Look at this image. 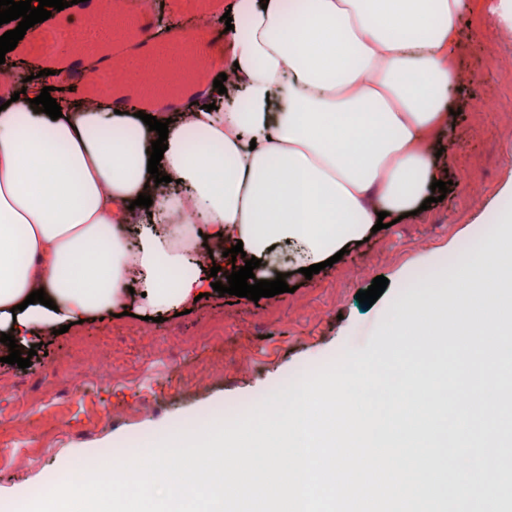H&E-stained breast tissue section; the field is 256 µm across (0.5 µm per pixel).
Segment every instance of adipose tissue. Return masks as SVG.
I'll list each match as a JSON object with an SVG mask.
<instances>
[{
  "label": "adipose tissue",
  "instance_id": "ef3b65f1",
  "mask_svg": "<svg viewBox=\"0 0 512 512\" xmlns=\"http://www.w3.org/2000/svg\"><path fill=\"white\" fill-rule=\"evenodd\" d=\"M464 0H235L238 20L213 74L189 99L182 52L143 51L152 74L124 98H96L58 119L34 112L33 82L0 87V333L17 340L124 308L176 310L210 286L201 267L242 245L254 275L324 262L362 239L379 212L417 210L440 180L436 147L448 130V90L464 46ZM168 121L161 160L147 171ZM148 193L151 207L136 206ZM494 244L418 284L388 319L390 336L464 332L471 303L485 324L512 317L502 257L512 210ZM197 267L194 275L185 274ZM44 290L53 307L26 304Z\"/></svg>",
  "mask_w": 512,
  "mask_h": 512
}]
</instances>
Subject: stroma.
Listing matches in <instances>:
<instances>
[{"mask_svg": "<svg viewBox=\"0 0 512 512\" xmlns=\"http://www.w3.org/2000/svg\"><path fill=\"white\" fill-rule=\"evenodd\" d=\"M234 0H146L147 23L128 29L113 18L109 36L72 39L74 25L89 15L85 0L52 12L42 22L40 42L21 45L18 57L51 67L59 43L74 41L78 57H112L102 93L118 97L128 89L118 78L138 60L140 40L167 49L190 47L193 26L210 19V52L226 45L223 14ZM188 21L181 39L157 35L158 15ZM485 0H469L458 20L467 46L459 61L461 79L451 99L458 111L449 128L444 160L451 182L445 198L414 220H403L349 245L342 259L313 277L292 273L288 292L252 301L210 292L188 314H167L153 322L104 312L76 330L27 337L36 353L30 367L5 363L0 344V418L12 419L26 445L0 447V512L23 490L66 481L64 460L93 451L102 460L129 457L143 434L161 435L183 422H206L227 410L244 413L263 404L288 379L340 357L403 348L407 339L388 336L383 327L403 289L418 274L437 278L461 265L475 250L490 245L500 226L497 215L512 210L511 198H498L512 177V32L488 25ZM388 285L372 306L356 294L373 279ZM223 327L222 338L209 331ZM79 373L82 387L67 403L52 405L61 383Z\"/></svg>", "mask_w": 512, "mask_h": 512, "instance_id": "stroma-1", "label": "stroma"}]
</instances>
